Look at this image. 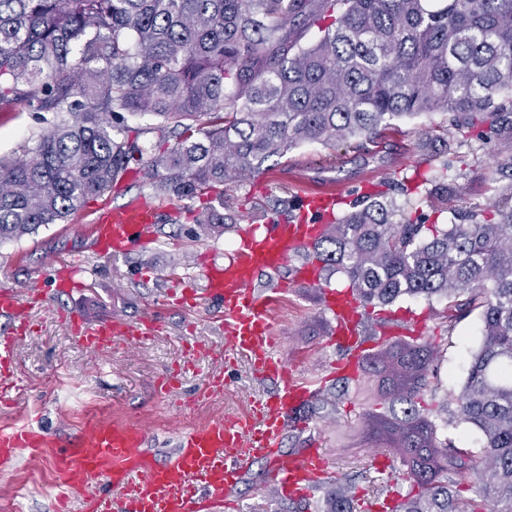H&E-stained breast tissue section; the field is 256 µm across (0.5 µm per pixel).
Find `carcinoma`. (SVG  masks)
<instances>
[{"instance_id":"1","label":"carcinoma","mask_w":512,"mask_h":512,"mask_svg":"<svg viewBox=\"0 0 512 512\" xmlns=\"http://www.w3.org/2000/svg\"><path fill=\"white\" fill-rule=\"evenodd\" d=\"M312 26L320 37L301 44ZM511 91L512 0H0V112L48 124L0 157V244L71 220L131 167L209 237L234 221L224 183L306 142L362 147L391 120L439 112L512 148L497 103ZM127 115L142 122L133 137ZM500 174L490 209L446 227L416 212L456 186L403 181V202L380 190L312 244L365 309L439 296L447 333L482 319L453 413L482 432L480 454L438 437L440 345L406 347L419 382L388 411L404 447L420 422L440 458L409 470L389 512H512V154Z\"/></svg>"}]
</instances>
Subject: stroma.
Instances as JSON below:
<instances>
[{
	"mask_svg": "<svg viewBox=\"0 0 512 512\" xmlns=\"http://www.w3.org/2000/svg\"><path fill=\"white\" fill-rule=\"evenodd\" d=\"M41 129L30 113L0 112V157L18 156L21 146ZM446 160L451 161V169H443ZM498 160L492 145L467 141L448 129L445 114L434 113L393 121L367 150L306 143L288 156L270 158L261 178L227 182L224 211L235 215L237 222L218 237L202 235L192 217L183 213L176 224L160 219L149 244L105 261L92 252L90 215L84 209L71 223L43 226L21 240L0 245V289L37 284L49 301L48 309L33 315L34 333L16 345L21 389L12 402L0 405V427H38L65 445L77 437L88 415L102 411L126 421L147 422L149 448L158 459H166L182 432L243 410L251 400L275 389L272 381L255 379L247 361L241 360L230 369L222 396L209 402L196 399L197 389L215 368L206 349L224 343L220 310L210 302L194 314L163 305L170 269H177L194 287H202L203 260H227V242L236 241L242 229L255 224L256 212L271 210L278 199L297 204L300 197L328 186L358 190L373 182L413 176L437 179L445 174L459 188L448 201V211L438 213L424 204L419 212L426 223L446 224L452 209L490 205ZM59 257L81 264L89 284L86 291H55L50 263ZM443 308V301L436 298L403 296L391 310L400 318H417L421 336L441 343L439 396L452 399L460 393L468 362L480 343L481 321L478 314H471L454 333H446L439 320ZM71 314L90 321L109 317L135 321L152 315L163 328L135 346L119 342L97 354L79 343L67 320ZM335 326L321 289L309 284H295L275 309L278 352L313 382L316 397L340 401L327 418L313 419L300 428L286 425L279 452L296 454L307 446L323 450L331 479L313 490L320 512H329L340 494L353 498L356 512H376L379 490L402 484L407 469L397 466L387 477L372 468L374 452L386 451L387 440L361 413L383 402L387 390L369 369L359 370L356 382H337L340 351L331 343ZM193 341L203 343L204 351L194 356L177 390L159 395L157 379L180 362L183 344ZM269 472V461L254 462L229 495L224 512H291L290 501L278 498L270 488ZM61 494L51 458L39 463L21 459L0 470V512H57Z\"/></svg>",
	"mask_w": 512,
	"mask_h": 512,
	"instance_id": "35a3bbf8",
	"label": "stroma"
}]
</instances>
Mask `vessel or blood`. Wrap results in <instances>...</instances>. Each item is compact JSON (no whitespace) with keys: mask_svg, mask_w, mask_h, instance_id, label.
Masks as SVG:
<instances>
[{"mask_svg":"<svg viewBox=\"0 0 512 512\" xmlns=\"http://www.w3.org/2000/svg\"><path fill=\"white\" fill-rule=\"evenodd\" d=\"M341 194V189L326 188L304 198L294 222L270 218L240 232L228 262L209 264L203 288L175 283L166 305L190 312L202 301H219L224 308L226 361L246 357L256 374L274 381L276 389L249 410L228 413L183 432L171 456L162 462L149 449L142 423L90 415L72 444L51 457L67 494L81 496L85 512H223L226 495L259 459L270 461L269 484L282 498L301 495L328 478L325 461L317 452L296 457L278 452L289 408L307 399L310 391L295 367L274 350L273 312L286 285L260 295L253 289V279L257 271H277L293 253L311 244ZM158 214V205L142 197L95 210L91 219L94 252L109 260L150 241ZM52 272L57 290L80 293L87 288L72 261L55 260ZM46 301L42 288L35 285L21 291L0 289V315L12 322L11 335L0 337V401L20 388L15 345L31 334L30 313L43 308ZM325 301L336 320L337 343L359 347L363 314L352 296L330 290ZM160 328L151 317L137 323L113 318L80 319L72 324L79 342L92 351ZM48 445L46 432L1 428L0 462L20 458L40 462Z\"/></svg>","mask_w":512,"mask_h":512,"instance_id":"1","label":"vessel or blood"}]
</instances>
